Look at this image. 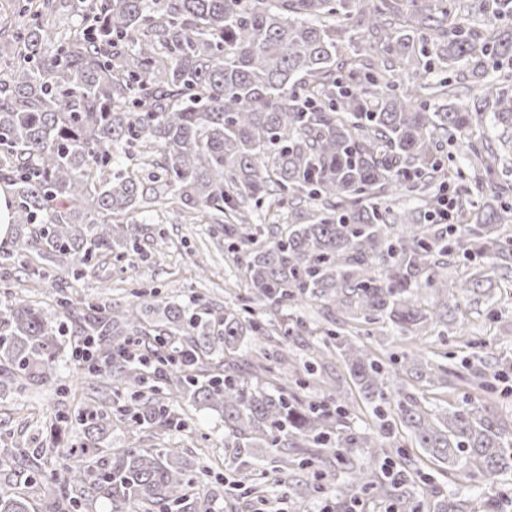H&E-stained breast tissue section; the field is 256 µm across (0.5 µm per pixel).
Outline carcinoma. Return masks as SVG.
Here are the masks:
<instances>
[{"mask_svg": "<svg viewBox=\"0 0 512 512\" xmlns=\"http://www.w3.org/2000/svg\"><path fill=\"white\" fill-rule=\"evenodd\" d=\"M21 11L22 26L0 30V181L14 187L16 226L0 258L20 262L38 244L69 257L77 277L101 252L119 261L139 253L136 214L151 204L224 225L232 252L262 231L257 211L294 216L283 229L269 225L268 244L246 256L245 296L222 312L167 301L165 324L149 332L141 292L122 305L50 296L80 316L77 335L90 340L82 374L95 393L51 424H77L83 441L48 473L37 461L50 449L11 448L0 473L26 465L30 481L50 486L42 512H83L94 499L112 512H213L218 491L182 449L99 455L114 400L143 430L187 426L175 400L217 412L224 447L238 456L305 448L342 465L333 512H352L365 494L391 512H419L410 486L420 462L375 466L391 424L352 429L340 392L303 404L289 386L279 356L288 311L319 303L348 320L328 319L324 336L305 343L304 372L340 356L374 413L390 407L448 475L488 490L450 492L434 512H512V495L496 488L512 471V429L478 398L434 409L409 391L412 382L448 385V368L418 349L401 353L407 380L387 392L388 375L361 340L375 326L398 336L448 327L512 257V188L487 134L512 127V96L497 76L512 65V0H26ZM69 13L80 22L46 29L48 17ZM357 27L371 39L353 40ZM130 148L159 155V173L142 179L112 161ZM445 178L460 209L440 230L433 186ZM403 187L408 205L396 196ZM473 194L484 197L475 209ZM474 252L490 261L460 281L459 299L422 304L421 290H448L449 259ZM48 312L27 298L0 305V393L57 380L69 329ZM239 350L264 354L267 382L241 377L242 360L224 361ZM267 477L262 458L227 491L245 495ZM0 512L36 504L0 487Z\"/></svg>", "mask_w": 512, "mask_h": 512, "instance_id": "obj_1", "label": "carcinoma"}]
</instances>
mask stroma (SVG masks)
<instances>
[{
  "label": "stroma",
  "instance_id": "1",
  "mask_svg": "<svg viewBox=\"0 0 512 512\" xmlns=\"http://www.w3.org/2000/svg\"><path fill=\"white\" fill-rule=\"evenodd\" d=\"M137 220L144 235L140 241L141 252L133 263L103 256L85 267L82 277L76 280L68 272L69 259L64 257L46 261L33 253L22 264L0 261V299L25 296L41 300L46 291L57 287L86 299L105 295L122 303L130 289L138 287L155 294L156 307L148 316L152 325L161 324L163 313L158 305L165 301L189 304L202 298L219 309L234 302L243 283V267L237 254L227 251L220 225L189 224L177 215L149 212L139 214ZM200 261L212 268L209 279L198 277L196 264ZM43 271L48 272V279H40ZM494 296L496 306L482 301L468 306L463 324H449L447 336H421L417 342L429 352L448 353L449 369L461 377L469 372L467 358L470 354L469 348L462 346V339L491 343L492 349L485 354L484 361L493 389L483 403L491 414L512 428V270L497 280ZM336 381L344 386L348 406L346 422L357 430L372 429L371 414L368 409L360 408V397L340 358L323 361L308 386L297 387L296 392L303 401H316L324 394L326 386ZM71 403L70 395H57L46 387L0 395V449L32 439L37 445L68 454L81 441L79 430L68 429L57 434L51 431L49 421L55 410L65 409ZM181 411L190 424L189 429L181 431H145L136 436L126 423L113 421L102 455L127 448L136 436L144 448L170 445L183 448L188 460L226 477H235L244 471L241 459L224 446V423L217 413L188 404L182 405ZM394 446V451L388 454L390 460H397L403 453L422 462V450L413 447L404 434L396 435ZM301 458V449H289L288 475L292 483L287 491H280L273 485L267 488L269 503L279 512H322L332 499L335 485L332 476L323 479L322 492H313V475L321 471L322 466L316 463L311 468L300 469ZM421 471V476L415 479L414 493L420 512H433L437 497L448 492V479L423 462Z\"/></svg>",
  "mask_w": 512,
  "mask_h": 512
}]
</instances>
